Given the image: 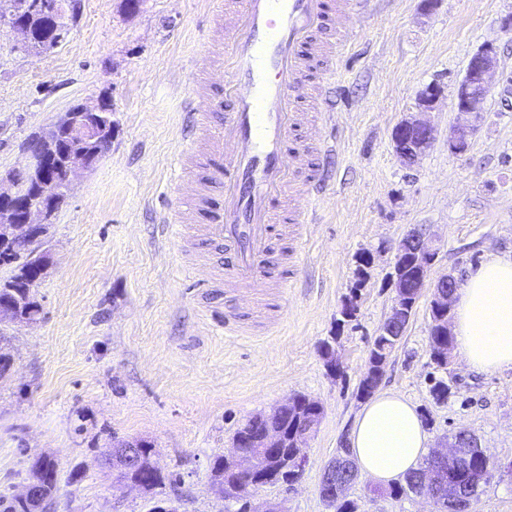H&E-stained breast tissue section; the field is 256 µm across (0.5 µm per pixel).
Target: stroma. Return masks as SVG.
<instances>
[{"mask_svg": "<svg viewBox=\"0 0 512 512\" xmlns=\"http://www.w3.org/2000/svg\"><path fill=\"white\" fill-rule=\"evenodd\" d=\"M72 2L65 40L44 53L18 49V34L0 22V173L23 166L30 135L73 105L107 100L114 122L110 150L79 171L56 213L50 267L34 287L38 321L5 329L13 367L0 378V498L20 495L45 454L60 483L44 512H150V497L102 463L113 441L144 439L178 477L160 490L178 512H236L210 490L212 460L248 419L302 394L324 410L305 470L258 496L286 512H327L319 483L362 405L356 390L391 309L397 243L423 230L437 249L430 279L450 272L463 283L489 256L512 254V106L492 93L467 153L448 151L450 94L471 54L494 44V83L512 75V34L500 26L512 0H369L320 98L336 141L333 155L313 158L327 180L323 207L304 251L275 242V285L256 311L217 280L221 246L182 244L161 222L169 210L188 225L205 221L204 210L180 204L169 177L192 127L183 103L220 50L223 18L212 0H141L134 13L124 0ZM433 83L442 89L427 115L435 141L409 169L392 130ZM288 278L296 286L279 296ZM354 293L349 321L341 310ZM430 297L417 301L380 387L417 405L431 447L467 430L493 461L512 462V371L476 374L456 357L436 367ZM230 310L253 335L213 329L212 315ZM327 343L342 364L335 376ZM437 379L448 387L441 399ZM373 486L362 475L350 489L356 512L432 510ZM472 512H512V475L493 473Z\"/></svg>", "mask_w": 512, "mask_h": 512, "instance_id": "stroma-1", "label": "stroma"}]
</instances>
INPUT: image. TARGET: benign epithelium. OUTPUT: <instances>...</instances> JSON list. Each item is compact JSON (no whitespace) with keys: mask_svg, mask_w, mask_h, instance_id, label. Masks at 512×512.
<instances>
[{"mask_svg":"<svg viewBox=\"0 0 512 512\" xmlns=\"http://www.w3.org/2000/svg\"><path fill=\"white\" fill-rule=\"evenodd\" d=\"M64 12L63 0H16L11 27L20 35V44L28 47L34 42L28 17L39 15L45 19L41 43L45 47L55 46L65 33ZM496 65V48L491 44L481 46L471 56L464 77L452 91L451 104L457 114V124L448 132V152L453 155L468 151L470 136L484 119V102L492 91ZM441 95L442 90L436 85L419 91L414 111L394 128L393 149L403 165H416L432 146L434 130L422 115L435 107ZM107 108L105 103L96 107L81 104L61 113L46 132L33 136L27 142L26 164L7 175L8 189H0V244L27 256L29 266L37 272L36 279L23 284L25 288H33L49 266L43 246L54 214L50 213L48 206L71 190L78 170L92 168L112 145V139H103L99 134V121ZM435 255L425 233L420 230L409 232L398 243L391 274L394 302L378 333L384 338L385 349L367 361L360 382L372 386L380 382L390 346L397 344L400 336L404 335L413 308L426 288L428 269ZM457 287L459 281L450 273L440 276L434 284L430 306L438 311V316L432 319L431 333L436 336L450 334L451 289ZM287 408L288 403L285 402L263 414V424L253 442L262 448H294L287 463L299 477L307 462L306 442L316 431L320 420L314 416L301 417L288 435L280 428V420ZM114 447L123 451V461L127 466L136 463L140 440H122ZM477 447L478 439L471 432L463 430L451 435L441 444V449L434 452L431 464L421 475L419 483L453 487L446 477L462 468L469 450ZM226 460L245 475L238 497L242 502L240 512H284L277 503L256 500L262 466L242 450L240 443L232 442V451ZM356 479L357 471L347 449H339L334 460L326 465L320 484V497L328 509H334L338 496L347 492Z\"/></svg>","mask_w":512,"mask_h":512,"instance_id":"7a95c632","label":"benign epithelium"}]
</instances>
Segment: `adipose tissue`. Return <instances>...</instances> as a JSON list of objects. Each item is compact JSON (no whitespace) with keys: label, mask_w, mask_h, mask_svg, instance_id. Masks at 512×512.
Masks as SVG:
<instances>
[{"label":"adipose tissue","mask_w":512,"mask_h":512,"mask_svg":"<svg viewBox=\"0 0 512 512\" xmlns=\"http://www.w3.org/2000/svg\"><path fill=\"white\" fill-rule=\"evenodd\" d=\"M452 332L468 370H512V258L482 264L453 302ZM351 450L359 471L386 484L415 471L429 452V435L415 405L383 391L357 413Z\"/></svg>","instance_id":"ef3b65f1"}]
</instances>
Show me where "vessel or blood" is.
<instances>
[{
  "mask_svg": "<svg viewBox=\"0 0 512 512\" xmlns=\"http://www.w3.org/2000/svg\"><path fill=\"white\" fill-rule=\"evenodd\" d=\"M367 0H238L226 12L222 123L197 113L195 130L204 150L184 157L209 169L224 187V202L208 213L200 236L233 244L236 257L224 266V285L263 303L265 269L277 235L275 207L286 209L289 235L306 242L307 226L321 207L327 185L311 171L313 154L334 153L322 133L318 93L308 81L311 66L323 77L336 71V57L355 40L340 19L363 13ZM308 137L295 143L294 134Z\"/></svg>",
  "mask_w": 512,
  "mask_h": 512,
  "instance_id": "1",
  "label": "vessel or blood"
}]
</instances>
